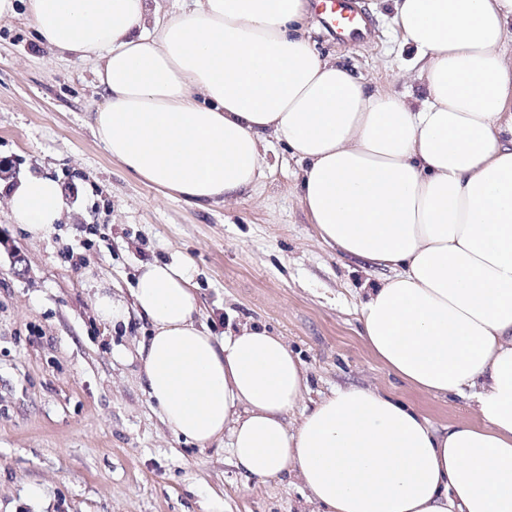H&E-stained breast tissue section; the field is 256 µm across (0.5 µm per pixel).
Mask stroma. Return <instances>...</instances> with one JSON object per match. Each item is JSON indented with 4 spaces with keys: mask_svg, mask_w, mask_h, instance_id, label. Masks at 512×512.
<instances>
[{
    "mask_svg": "<svg viewBox=\"0 0 512 512\" xmlns=\"http://www.w3.org/2000/svg\"><path fill=\"white\" fill-rule=\"evenodd\" d=\"M360 2L372 39H336L312 16L318 51L370 86L419 95L391 0ZM95 85L91 62L52 58L23 18L0 23V184L46 172L67 200L54 231L33 239L0 197V512H305L298 481L247 477L223 442H187L162 422L138 357L149 323L131 311L110 325L94 311L103 288L132 303L148 261H188L215 335L257 324L284 337L312 394L372 385L435 426L468 417V399L421 393L367 348L362 266L318 239L284 146L268 150L258 192L205 206L173 199L94 139Z\"/></svg>",
    "mask_w": 512,
    "mask_h": 512,
    "instance_id": "1",
    "label": "stroma"
}]
</instances>
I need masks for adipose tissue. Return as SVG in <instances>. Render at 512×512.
<instances>
[{
	"label": "adipose tissue",
	"mask_w": 512,
	"mask_h": 512,
	"mask_svg": "<svg viewBox=\"0 0 512 512\" xmlns=\"http://www.w3.org/2000/svg\"><path fill=\"white\" fill-rule=\"evenodd\" d=\"M56 58L92 61L90 128L126 172L187 203L227 202L266 176L268 141L300 163V201L324 243L381 267L360 335L430 397L472 417L435 428L371 386L293 410L308 378L283 337L214 335L184 260L139 268L138 354L164 424L226 440L246 475L299 481L313 512H512V0H393L414 52L413 99L322 57L308 0H194L150 24L149 0L17 2ZM15 224L49 235L67 203L53 177L9 189Z\"/></svg>",
	"instance_id": "1"
}]
</instances>
